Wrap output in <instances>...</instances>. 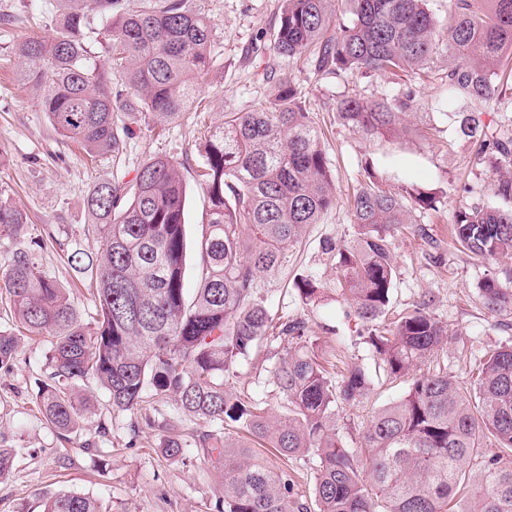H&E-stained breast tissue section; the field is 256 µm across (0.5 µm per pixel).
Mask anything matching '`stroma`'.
<instances>
[{
	"instance_id": "35a3bbf8",
	"label": "stroma",
	"mask_w": 512,
	"mask_h": 512,
	"mask_svg": "<svg viewBox=\"0 0 512 512\" xmlns=\"http://www.w3.org/2000/svg\"><path fill=\"white\" fill-rule=\"evenodd\" d=\"M205 10L215 27L214 64L202 81L197 100L181 118L167 124L146 122L125 139L118 155L91 156L77 143L60 136L41 106L17 76L13 47L29 35L51 36L57 0H0V184L9 200L28 217V234L15 240L0 237V270L16 248L43 240L40 263L46 274L69 288L85 324L95 326L94 286L80 279L67 257L72 246L97 255L101 244L89 233L91 220L84 199L102 180H131L150 157L167 155L182 164L187 185L186 233L197 243L207 222L206 204L197 179L198 148L204 136L224 122V115L271 100L276 84L272 69L291 74L305 98V107L321 134V144L335 175V207L320 223L309 225L288 264L265 281L263 295L271 311L306 319L326 365L343 372L351 365L373 371L367 394L341 405L336 429L344 445L360 447L373 412L399 400L408 377L375 374L376 358L362 335L338 285L336 261L320 244L352 239L347 193L372 169L383 189L411 187L436 194L429 210L413 212V223L391 232L396 275L391 313L428 298L432 312L448 327V343L435 361L456 380L470 382L471 370L486 351L512 344V315L484 309L474 294L488 274L507 278L512 259H480L460 248L451 229L456 208L464 203H489L493 196L487 165L478 146L460 130L466 101L449 98L441 80L419 86L426 123L414 134L390 143L366 138L343 126L333 108L348 86L333 77L314 74L302 60L278 57L273 49L281 0H190ZM312 276L322 294L305 303L294 284ZM47 336L23 337L13 369L0 370V446L14 449L10 475L0 479V512H42L43 496L60 491L86 493L101 512H216L224 497L220 470L204 460L195 439L209 424L182 417L175 398L150 402L134 413L117 412L104 390L86 385L94 397L82 429L61 438L44 420L37 394L46 377ZM284 342L268 339L244 361L226 387L262 403L269 418L287 412L277 395L269 369L283 354ZM180 419L184 440L191 446L170 460L161 452L166 425Z\"/></svg>"
}]
</instances>
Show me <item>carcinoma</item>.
I'll return each mask as SVG.
<instances>
[{"label": "carcinoma", "instance_id": "carcinoma-1", "mask_svg": "<svg viewBox=\"0 0 512 512\" xmlns=\"http://www.w3.org/2000/svg\"><path fill=\"white\" fill-rule=\"evenodd\" d=\"M105 25L106 62L95 60L81 0H61L53 36H29L14 49L18 77L37 94L54 130L91 156L117 154L116 120L149 116L172 122L190 109L208 74L214 25L189 0H94ZM349 13V23L337 15ZM274 48L304 59L320 75L352 89L336 99L344 126L394 141L411 132L421 106L416 82L447 65L448 94L477 107L462 131L480 142L498 205L465 204L455 215L459 245L484 259L512 257V138L488 133L482 115L512 90V0H453L447 29L429 0H282ZM410 81L393 99H367L359 82L377 74ZM273 101L224 116L203 142L197 176L207 202L198 246L200 285L185 288L187 189L181 163L147 159L133 179L101 181L85 206L103 246L98 264L76 248L73 268L96 284V328L88 330L69 291L42 270L30 249L13 253L0 291L18 331L0 330V369L13 367L19 332L50 337L48 383L40 394L46 421L61 435L80 428L77 391L90 380L108 393L114 411L144 408L147 399L176 396L182 413L213 430L203 436L209 461L224 471L218 512H512V345L488 352L473 384L442 369L414 368L448 341V329L422 299L391 326H380L395 277L391 230L435 196L403 187L390 192L377 176L353 189L348 245L321 243L337 259L340 286L367 332L379 367L410 376L404 396L371 416L361 449L336 432L340 404L367 394L369 377L354 365L341 381L326 369L302 318L275 317L261 293L264 278L288 264L310 224L336 206L329 161L298 89L276 75ZM0 186V235L22 238L26 218ZM313 302L312 278L295 282ZM493 314L512 313V279L490 275L476 292ZM270 336L288 343L272 370L288 415L275 423L249 397L224 389L226 377ZM245 429L260 445L313 470L311 501L288 472L226 436ZM497 441L496 451L486 438ZM365 454L360 459L359 453ZM481 475L467 479L472 462ZM43 512H99L97 501L64 491L46 497Z\"/></svg>", "mask_w": 512, "mask_h": 512}]
</instances>
